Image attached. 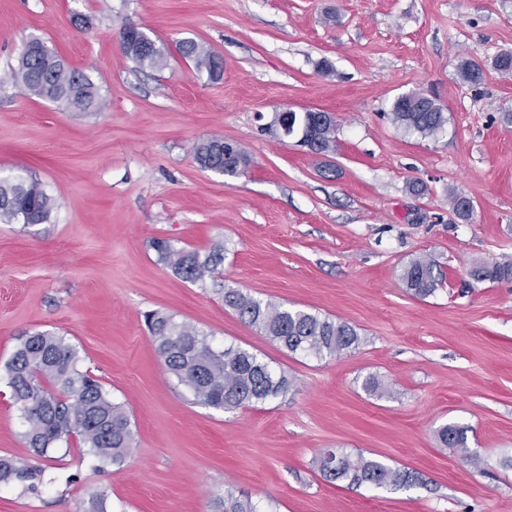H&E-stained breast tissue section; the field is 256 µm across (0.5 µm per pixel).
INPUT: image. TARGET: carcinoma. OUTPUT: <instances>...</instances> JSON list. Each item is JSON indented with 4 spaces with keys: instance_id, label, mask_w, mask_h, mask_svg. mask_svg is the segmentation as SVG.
Instances as JSON below:
<instances>
[{
    "instance_id": "1",
    "label": "carcinoma",
    "mask_w": 512,
    "mask_h": 512,
    "mask_svg": "<svg viewBox=\"0 0 512 512\" xmlns=\"http://www.w3.org/2000/svg\"><path fill=\"white\" fill-rule=\"evenodd\" d=\"M33 43L44 45L38 38L25 44L12 68L17 82L33 96L78 112L104 109L99 87L88 74L67 66L49 48L31 52L29 47ZM179 52L193 62L197 71L216 76L221 58L204 44L183 41ZM123 54L142 68H160L165 61L162 48L142 31L135 33ZM460 72L469 84L483 80L484 71L476 62L463 61ZM390 116L397 125L424 137L435 135L447 123L445 112L434 99L429 98L419 106L412 102L410 93L393 102ZM308 119L313 128V152H334L336 119L325 112H313ZM194 158L201 168L214 169L228 177L238 175L249 162L241 147L233 148L218 137L196 143ZM54 207V198L39 181L0 177L1 222L44 224ZM155 250L163 263L193 284L215 280L218 266L224 262L221 243L202 254L175 248L161 239L155 242ZM471 276L477 281H512V260L476 266ZM401 280L419 298L434 294L442 285L435 262L425 255L404 267ZM224 305L290 353L322 359L355 350L361 343L357 329L349 323L257 299L236 288L224 289ZM146 320L165 366L192 391L198 404L230 411L266 403L291 388L288 375L256 353L234 346L217 348L207 334L167 314L152 312ZM79 362L77 349L51 331L37 330L18 338L5 369L6 385L24 420L22 437L27 447L42 456L59 441L75 434L99 467L121 465L135 441L129 415L98 380L79 368ZM438 439L445 447L464 448L466 428L445 425L438 430ZM312 464L330 482L400 490L419 481L418 475L408 469L363 455L353 460L333 449L320 452ZM42 476L38 465L15 456H0V485L18 484L33 491L42 483ZM223 505L224 512H260L251 498L236 497L229 491L224 494Z\"/></svg>"
}]
</instances>
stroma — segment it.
<instances>
[{
  "instance_id": "35a3bbf8",
  "label": "stroma",
  "mask_w": 512,
  "mask_h": 512,
  "mask_svg": "<svg viewBox=\"0 0 512 512\" xmlns=\"http://www.w3.org/2000/svg\"><path fill=\"white\" fill-rule=\"evenodd\" d=\"M130 25L164 48L162 68L121 52ZM33 37L98 84L102 111L10 78ZM184 40L222 57L220 78L180 56ZM505 50L512 0H0V175L36 178L56 201L47 223H0V455L45 472L38 492L0 488V512H87L98 491L105 512H221L228 490L261 512H512V283L470 276L512 260V74L491 65ZM464 59L481 84L462 81ZM410 92L443 105L436 135L391 121ZM287 108L333 113L335 153L265 131ZM210 137L239 144L245 172L200 168L192 147ZM158 239L202 253L223 241L216 283L176 275ZM420 255L445 278L423 299L400 279ZM224 285L348 322L363 342L288 353L225 307ZM150 311L257 353L291 389L233 411L195 403L156 350ZM35 330L66 337L125 405L123 465L98 469L75 436L43 457L26 447L5 365ZM371 375L390 396L364 390ZM447 424L466 428V449L441 445ZM326 448L420 482L331 484L311 467Z\"/></svg>"
}]
</instances>
